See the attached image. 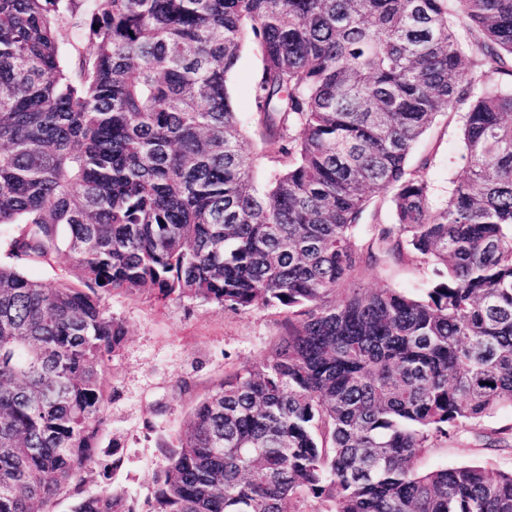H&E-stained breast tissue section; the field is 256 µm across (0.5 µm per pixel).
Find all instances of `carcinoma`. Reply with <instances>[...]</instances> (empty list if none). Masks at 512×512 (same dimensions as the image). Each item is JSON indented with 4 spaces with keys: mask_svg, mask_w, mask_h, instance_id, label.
<instances>
[{
    "mask_svg": "<svg viewBox=\"0 0 512 512\" xmlns=\"http://www.w3.org/2000/svg\"><path fill=\"white\" fill-rule=\"evenodd\" d=\"M248 41L264 180L227 85ZM445 109L467 172L438 201L409 159ZM370 191L391 222L361 224ZM0 224V512H512V471L417 467L512 407V0H0ZM63 248L72 279L20 272ZM383 259L432 266L424 295L363 287ZM117 290L288 316L145 511L98 453Z\"/></svg>",
    "mask_w": 512,
    "mask_h": 512,
    "instance_id": "1",
    "label": "carcinoma"
}]
</instances>
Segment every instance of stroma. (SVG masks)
Instances as JSON below:
<instances>
[{"label": "stroma", "mask_w": 512, "mask_h": 512, "mask_svg": "<svg viewBox=\"0 0 512 512\" xmlns=\"http://www.w3.org/2000/svg\"><path fill=\"white\" fill-rule=\"evenodd\" d=\"M256 43L244 45L228 77L233 108L246 129L245 147L257 157V173L265 175L278 157V145L262 140L256 130L253 87L261 73ZM432 154L422 175L438 196L448 182L466 174L459 126L438 117L417 143L410 160ZM429 277L425 264L406 261L377 265L363 274L367 288H394L423 294ZM103 302L126 326L121 350L109 363L106 422L100 448H117L123 464L114 476L117 487L138 501L150 499L154 478L168 460L164 447L175 446L197 403L225 374L257 363L284 330L285 314L271 307L231 312L187 298L156 301L150 294L115 292ZM489 463L512 469V408L504 407L463 432L442 448L430 449L420 467Z\"/></svg>", "instance_id": "stroma-1"}]
</instances>
